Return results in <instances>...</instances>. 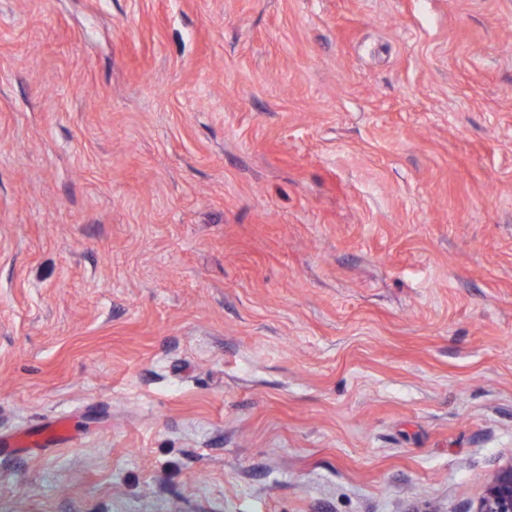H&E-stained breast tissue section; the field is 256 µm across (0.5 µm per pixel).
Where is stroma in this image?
Wrapping results in <instances>:
<instances>
[{"label": "stroma", "instance_id": "35a3bbf8", "mask_svg": "<svg viewBox=\"0 0 512 512\" xmlns=\"http://www.w3.org/2000/svg\"><path fill=\"white\" fill-rule=\"evenodd\" d=\"M0 512H463L512 458V0H0ZM72 437L73 434L69 422L63 418H59L48 426L38 427L28 432L14 444L26 446L32 450H42L49 444L69 442Z\"/></svg>", "mask_w": 512, "mask_h": 512}]
</instances>
